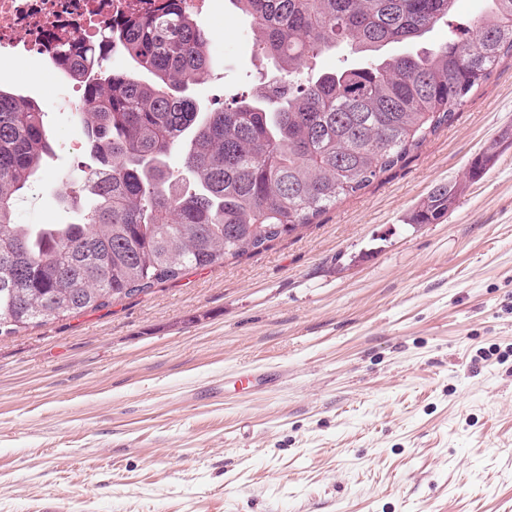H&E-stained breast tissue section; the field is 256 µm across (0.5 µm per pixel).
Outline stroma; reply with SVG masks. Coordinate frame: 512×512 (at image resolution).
Segmentation results:
<instances>
[{"instance_id":"1","label":"stroma","mask_w":512,"mask_h":512,"mask_svg":"<svg viewBox=\"0 0 512 512\" xmlns=\"http://www.w3.org/2000/svg\"><path fill=\"white\" fill-rule=\"evenodd\" d=\"M221 108L270 80L229 0ZM58 146L22 224H60L48 174L94 161L41 58L0 64ZM494 158L480 179L469 164ZM464 183L438 224L409 225ZM0 512H512V60L405 163L249 257L0 336ZM463 191L464 187L458 182L442 183L435 186L413 211L410 223L412 225L439 223L448 214Z\"/></svg>"}]
</instances>
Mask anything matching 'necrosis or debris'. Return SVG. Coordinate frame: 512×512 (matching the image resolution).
I'll return each instance as SVG.
<instances>
[{
  "label": "necrosis or debris",
  "instance_id": "1",
  "mask_svg": "<svg viewBox=\"0 0 512 512\" xmlns=\"http://www.w3.org/2000/svg\"><path fill=\"white\" fill-rule=\"evenodd\" d=\"M168 0H0V59L54 55L88 45L130 16L165 10Z\"/></svg>",
  "mask_w": 512,
  "mask_h": 512
}]
</instances>
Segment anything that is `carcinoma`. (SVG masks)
<instances>
[{
  "label": "carcinoma",
  "mask_w": 512,
  "mask_h": 512,
  "mask_svg": "<svg viewBox=\"0 0 512 512\" xmlns=\"http://www.w3.org/2000/svg\"><path fill=\"white\" fill-rule=\"evenodd\" d=\"M230 2L287 86L203 107L189 87L214 64L211 34L179 0L55 56L64 77L81 78L78 121L98 161L78 193L58 194L64 224L16 223L14 202L54 135L37 101L0 84V336L108 308L309 226L404 161L512 56V0H491L486 16L422 51L455 0ZM115 43L131 69H102ZM391 45L400 50L383 53ZM329 50L359 62L302 80L299 68ZM493 156L477 155L469 179ZM463 191L435 186L410 223H439Z\"/></svg>",
  "instance_id": "obj_1"
}]
</instances>
